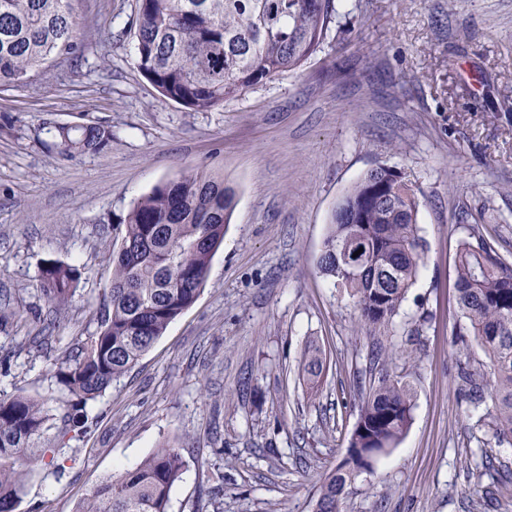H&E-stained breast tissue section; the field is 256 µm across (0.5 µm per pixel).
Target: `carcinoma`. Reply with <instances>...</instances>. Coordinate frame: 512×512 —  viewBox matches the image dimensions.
Returning a JSON list of instances; mask_svg holds the SVG:
<instances>
[{"label": "carcinoma", "instance_id": "1", "mask_svg": "<svg viewBox=\"0 0 512 512\" xmlns=\"http://www.w3.org/2000/svg\"><path fill=\"white\" fill-rule=\"evenodd\" d=\"M331 20V0H137L136 65L164 98L205 112L300 67L326 38ZM77 40L69 0H0V86L26 81L72 53ZM46 130L63 154H101L112 142V130L102 124L48 122ZM235 206V188L224 175L204 171L161 182L132 205L112 250L96 327L68 346L53 368L69 403L58 436L72 432L88 401L104 394L196 302ZM417 213L408 181L370 170L338 201L328 224L319 268L375 335L389 332L416 282L424 256ZM354 238L363 247L358 267L342 272L336 248ZM392 266L396 279L386 281ZM81 277L78 266L49 260L40 291L59 311L74 300ZM453 288L463 335L488 359L485 373L468 359L459 363V378L469 385L465 400L471 411L493 415L492 437L500 442L512 437V263L485 239H464ZM321 375L318 350H305L298 380L313 390ZM413 407L405 382L385 375L372 385L349 441L354 452L321 479L314 512H342L346 487L370 467L363 454L397 447ZM48 421L32 396L0 398V512H16L23 493L18 466L44 446ZM183 469L179 449L164 440L136 467L100 480L75 512H169Z\"/></svg>", "mask_w": 512, "mask_h": 512}]
</instances>
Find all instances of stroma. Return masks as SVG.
Returning a JSON list of instances; mask_svg holds the SVG:
<instances>
[{"mask_svg": "<svg viewBox=\"0 0 512 512\" xmlns=\"http://www.w3.org/2000/svg\"><path fill=\"white\" fill-rule=\"evenodd\" d=\"M337 26L300 68L193 112L139 72L135 0H70L76 51L0 87V397L66 396L49 368L95 328L112 249L132 204L159 182L222 173L237 203L196 302L134 368L88 402L82 429L46 444L55 467L25 477L17 512H75L105 475L161 441L179 446L169 512H312L346 456L362 394L385 370L414 390L411 425L376 458L344 512H512V443L471 412L452 287L470 233L512 262V0H334ZM365 69L349 78L343 68ZM109 126L102 154L64 155L44 121ZM387 166L416 191L424 261L374 364L352 301L319 270L337 201ZM77 265L75 301L49 315L45 261ZM47 337L36 347L33 336ZM322 390L297 380L308 341Z\"/></svg>", "mask_w": 512, "mask_h": 512, "instance_id": "obj_1", "label": "stroma"}]
</instances>
